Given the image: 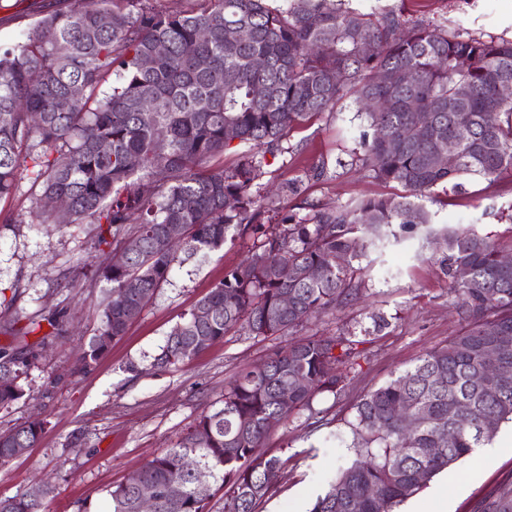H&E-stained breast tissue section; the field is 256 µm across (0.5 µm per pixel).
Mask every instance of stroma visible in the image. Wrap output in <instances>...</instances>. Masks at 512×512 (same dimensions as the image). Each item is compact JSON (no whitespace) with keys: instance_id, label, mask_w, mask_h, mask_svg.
<instances>
[{"instance_id":"35a3bbf8","label":"stroma","mask_w":512,"mask_h":512,"mask_svg":"<svg viewBox=\"0 0 512 512\" xmlns=\"http://www.w3.org/2000/svg\"><path fill=\"white\" fill-rule=\"evenodd\" d=\"M347 5L362 12L392 7L404 19L451 32L512 39V0H348ZM372 134L351 97L294 126L285 141L287 153L275 160L261 188L274 198L267 223H280L287 215L307 222L325 206L405 195L401 185L361 170L362 142ZM294 179L300 188L296 195L283 189ZM35 197L25 185L0 199V213L16 217L11 224L0 222V345L12 339L4 322L23 326L48 310L64 313L68 331L51 339L29 370V397L0 408V431L36 417L46 423L33 448L0 465V496L23 492L42 479L54 486L44 512H109V489L173 447L201 414L215 408L242 369L287 346L289 339L232 332L196 358L167 368L154 365L170 330L245 258L253 242L248 233L175 266L125 334L92 369L82 370V352L101 321L100 290L90 287L82 264L104 263L110 253L95 248L94 225L30 223ZM421 202L435 226L470 224L501 245L512 243V168L488 179H467L460 189L439 184ZM440 255L425 232H398L361 260L353 280L357 300L299 327L302 336H334L357 323L371 328L374 320L385 321L382 331H373L365 355L347 370L341 396L316 400L326 424L310 429L304 414H296L266 440L264 453L287 464L260 512H309L336 469L353 458L342 420L359 396L460 331ZM491 445L493 457L474 451L429 483V490L445 489L448 512H480L494 489L512 482V427L502 426Z\"/></svg>"}]
</instances>
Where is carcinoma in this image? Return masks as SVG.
I'll return each instance as SVG.
<instances>
[{
  "label": "carcinoma",
  "instance_id": "obj_1",
  "mask_svg": "<svg viewBox=\"0 0 512 512\" xmlns=\"http://www.w3.org/2000/svg\"><path fill=\"white\" fill-rule=\"evenodd\" d=\"M373 45L371 52L365 43ZM150 66H144L146 60ZM112 88L102 91L109 77ZM512 40L450 33L421 21L406 26L393 10L359 12L336 0H195L180 10L150 0H74L44 11L19 36L0 42V199L23 183L40 198L64 196V213L42 210L40 224H96L97 246L139 242L93 273L106 282L101 323L81 356L88 370L168 282L176 264L218 250L247 230L251 255L224 275L168 335L157 365L190 360L232 331L288 336L305 322L357 297L353 262L391 237L420 226L440 240V259L465 326L389 382L367 392L344 420L354 458L310 512H396L431 480L512 424V268L498 263L500 244L472 228H434L413 201L439 183L464 186L512 168ZM264 93L258 97L254 87ZM362 105L373 129L362 164L373 177L405 187L406 196L370 198L347 209L321 208L313 222L291 215L267 230L253 187L270 159L285 153L291 127L331 111L345 97ZM69 101L59 109V101ZM416 112L432 131L415 132ZM456 143L457 162L436 161L438 139ZM243 151L230 168L206 169L233 143ZM182 228L170 240L167 226ZM466 280L456 278L459 268ZM292 274L285 277L283 270ZM309 268L319 275L309 278ZM288 297L291 306L281 307ZM39 338L66 333L58 312L18 329ZM370 330L294 339L242 370L221 405L202 414L166 454L150 460L136 486L110 490L111 512H139L141 492L155 512H210L224 491V512H258L282 462L259 452L271 430L321 395L344 391L339 370L353 367ZM35 358L0 347V408L21 400L20 383ZM288 392V406L280 396ZM413 415L408 431L399 411ZM492 428L484 429L485 423ZM44 421L0 433V464L34 446ZM455 435L448 441V432ZM181 485L178 498L169 495ZM53 489L35 483L0 498V512H41ZM482 512H512V482Z\"/></svg>",
  "mask_w": 512,
  "mask_h": 512
}]
</instances>
